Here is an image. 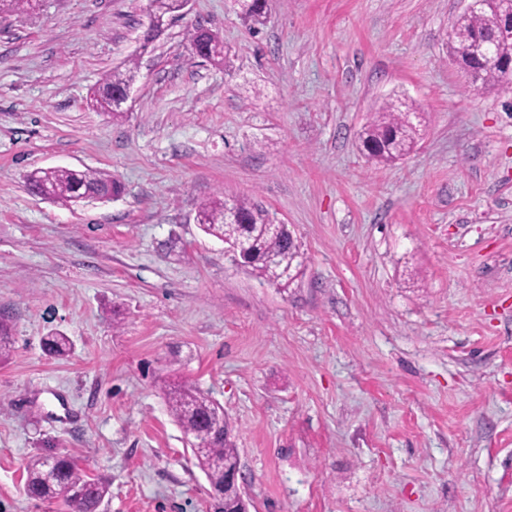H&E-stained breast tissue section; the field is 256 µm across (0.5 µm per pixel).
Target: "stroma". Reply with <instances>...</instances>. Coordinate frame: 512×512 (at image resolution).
<instances>
[{
  "instance_id": "1",
  "label": "stroma",
  "mask_w": 512,
  "mask_h": 512,
  "mask_svg": "<svg viewBox=\"0 0 512 512\" xmlns=\"http://www.w3.org/2000/svg\"><path fill=\"white\" fill-rule=\"evenodd\" d=\"M468 0H35L0 15V512L62 454L108 480L98 512H216L164 381L232 423L251 512H512V93L449 55ZM208 29L224 49L193 54ZM137 65L121 120L87 106ZM419 113L393 163L358 135ZM117 180L32 194L38 168ZM246 197L287 224L288 291L236 264L198 206ZM123 312L113 324L112 309ZM70 337L68 356L43 348ZM26 183L30 191L39 188L47 192L53 201L65 205L79 202L77 199L86 193L112 198L121 190L119 184L95 171L66 167L34 170L27 175Z\"/></svg>"
}]
</instances>
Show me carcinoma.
Wrapping results in <instances>:
<instances>
[{
  "label": "carcinoma",
  "instance_id": "cac0c4a2",
  "mask_svg": "<svg viewBox=\"0 0 512 512\" xmlns=\"http://www.w3.org/2000/svg\"><path fill=\"white\" fill-rule=\"evenodd\" d=\"M269 0H252L243 13L258 23L265 16ZM468 33L491 41L495 33L488 17L474 16L467 25ZM137 68L116 70L106 77L94 92L93 100L100 108L112 111V117L122 115L111 106L110 92L133 84ZM480 86L512 87V75L494 69H482L475 74ZM419 138V129L394 102L385 104L363 128L360 145L377 162L391 163L407 155ZM28 189L38 188L61 204L77 202L91 193L112 198L120 193L116 182L95 171L66 167L37 169L27 175ZM198 223L208 235L228 245L240 239L248 241L252 257L248 270L255 277L286 289L298 273V246L285 224H275L263 207L243 198L218 199L200 205ZM13 344L12 327L0 319V362L8 358ZM45 351L63 356L70 350L67 337L56 334L44 339ZM165 397L170 414L188 436L196 465L205 474L214 491L213 499L224 501V463L238 459L231 440V426L224 421V433H219L214 421L224 415V407L209 395L187 384L165 385ZM108 493V485L91 478L75 461L64 455L39 457L27 466L25 494L35 500H61L72 512H96Z\"/></svg>",
  "mask_w": 512,
  "mask_h": 512
}]
</instances>
